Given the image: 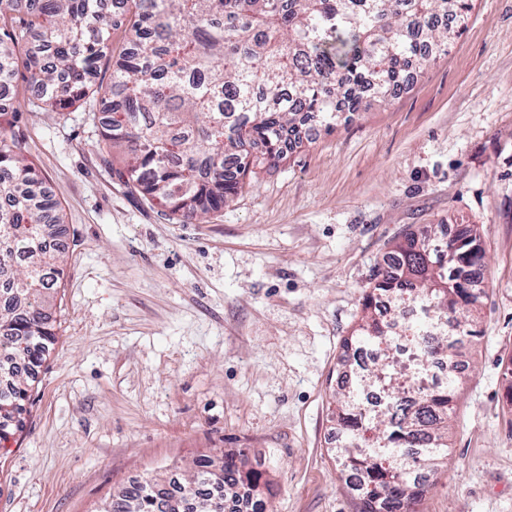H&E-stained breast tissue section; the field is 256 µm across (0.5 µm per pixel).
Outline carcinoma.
Here are the masks:
<instances>
[{
  "instance_id": "cac0c4a2",
  "label": "carcinoma",
  "mask_w": 512,
  "mask_h": 512,
  "mask_svg": "<svg viewBox=\"0 0 512 512\" xmlns=\"http://www.w3.org/2000/svg\"><path fill=\"white\" fill-rule=\"evenodd\" d=\"M102 0H0V85L18 67L38 108L65 112L88 93L112 110L100 123L106 152L125 154L119 178L195 221L224 206L251 168L282 158L304 119L329 131L337 98L358 109V91L395 96L408 84L402 62L461 34L471 0H123L129 39L112 44ZM112 82L96 83L100 64ZM60 205L28 161L25 143L0 124V442L22 427L33 370L54 340L53 294L64 248L53 244ZM377 269L360 322L344 342L380 355L371 374L339 386L332 418L338 472L357 476L359 512H415L448 456V429L466 374L405 396L434 349L470 368L462 352L478 337L465 311L482 289L477 230L454 237L410 231ZM418 303L398 330L377 312L380 298ZM385 386L384 402L363 406ZM261 476L235 454L195 460L179 483L154 477L122 489L98 512H212L209 502L244 490L267 512Z\"/></svg>"
}]
</instances>
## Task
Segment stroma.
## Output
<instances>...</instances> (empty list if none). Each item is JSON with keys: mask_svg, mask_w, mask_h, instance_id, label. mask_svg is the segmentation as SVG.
Here are the masks:
<instances>
[{"mask_svg": "<svg viewBox=\"0 0 512 512\" xmlns=\"http://www.w3.org/2000/svg\"><path fill=\"white\" fill-rule=\"evenodd\" d=\"M9 119L69 251L55 339L0 448V512H96L132 482L238 451L273 512H357L332 453L342 344L383 256L430 224L475 225L486 293L448 464L417 512H512V0H473L404 91H366L201 223L119 180L88 101L46 112L17 96Z\"/></svg>", "mask_w": 512, "mask_h": 512, "instance_id": "stroma-1", "label": "stroma"}]
</instances>
